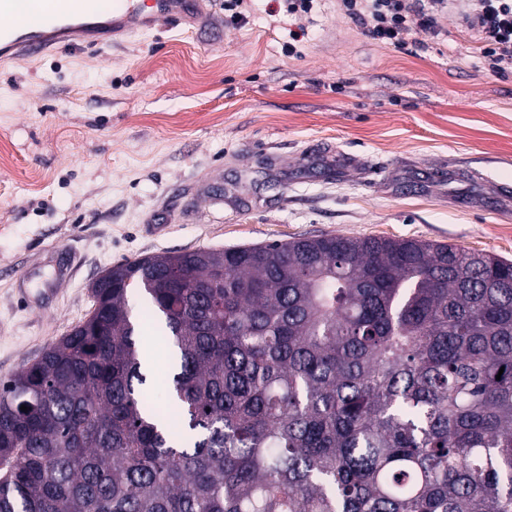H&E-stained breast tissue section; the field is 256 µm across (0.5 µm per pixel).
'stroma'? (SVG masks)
I'll use <instances>...</instances> for the list:
<instances>
[{
  "label": "stroma",
  "instance_id": "stroma-1",
  "mask_svg": "<svg viewBox=\"0 0 512 512\" xmlns=\"http://www.w3.org/2000/svg\"><path fill=\"white\" fill-rule=\"evenodd\" d=\"M242 9L0 70V381L146 255L343 235L512 260V65L483 68L457 11L411 56L339 0Z\"/></svg>",
  "mask_w": 512,
  "mask_h": 512
}]
</instances>
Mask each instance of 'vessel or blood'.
Returning a JSON list of instances; mask_svg holds the SVG:
<instances>
[{
  "label": "vessel or blood",
  "mask_w": 512,
  "mask_h": 512,
  "mask_svg": "<svg viewBox=\"0 0 512 512\" xmlns=\"http://www.w3.org/2000/svg\"><path fill=\"white\" fill-rule=\"evenodd\" d=\"M199 0H112L109 10L93 0H0V67L18 54H38L58 47L81 49L111 45L135 33L149 34L163 22L181 24ZM36 17L22 26L23 14Z\"/></svg>",
  "instance_id": "b4317fda"
}]
</instances>
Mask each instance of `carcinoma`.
I'll return each mask as SVG.
<instances>
[{
	"label": "carcinoma",
	"instance_id": "obj_1",
	"mask_svg": "<svg viewBox=\"0 0 512 512\" xmlns=\"http://www.w3.org/2000/svg\"><path fill=\"white\" fill-rule=\"evenodd\" d=\"M92 294L0 383V512H512V261L320 236L146 256Z\"/></svg>",
	"mask_w": 512,
	"mask_h": 512
}]
</instances>
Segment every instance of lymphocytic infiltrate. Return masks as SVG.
<instances>
[{
    "mask_svg": "<svg viewBox=\"0 0 512 512\" xmlns=\"http://www.w3.org/2000/svg\"><path fill=\"white\" fill-rule=\"evenodd\" d=\"M457 1L483 65L494 71L512 64V0H341V6L370 39L415 55L424 48L415 32L439 34L442 18Z\"/></svg>",
    "mask_w": 512,
    "mask_h": 512,
    "instance_id": "1",
    "label": "lymphocytic infiltrate"
}]
</instances>
